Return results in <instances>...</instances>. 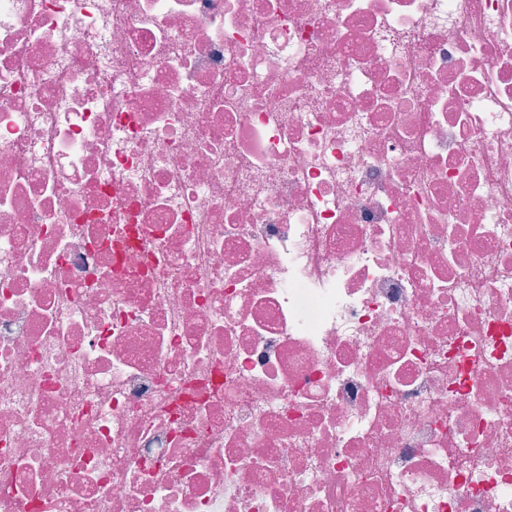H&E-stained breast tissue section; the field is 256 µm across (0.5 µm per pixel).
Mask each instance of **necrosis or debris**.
Returning <instances> with one entry per match:
<instances>
[{
  "label": "necrosis or debris",
  "mask_w": 512,
  "mask_h": 512,
  "mask_svg": "<svg viewBox=\"0 0 512 512\" xmlns=\"http://www.w3.org/2000/svg\"><path fill=\"white\" fill-rule=\"evenodd\" d=\"M0 512H512V0H0Z\"/></svg>",
  "instance_id": "4bbe7bcc"
}]
</instances>
